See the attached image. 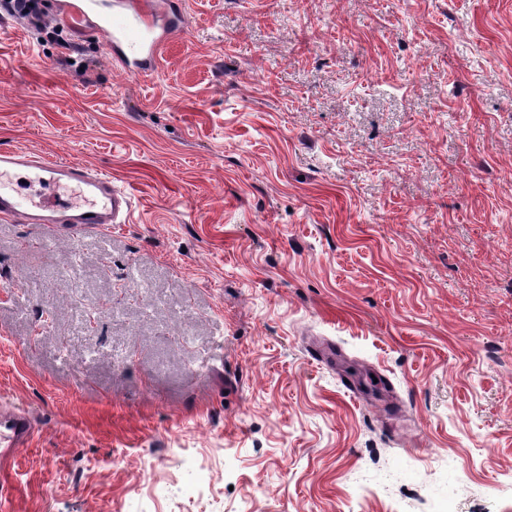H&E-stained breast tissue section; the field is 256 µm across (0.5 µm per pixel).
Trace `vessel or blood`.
Masks as SVG:
<instances>
[{
	"instance_id": "obj_1",
	"label": "vessel or blood",
	"mask_w": 512,
	"mask_h": 512,
	"mask_svg": "<svg viewBox=\"0 0 512 512\" xmlns=\"http://www.w3.org/2000/svg\"><path fill=\"white\" fill-rule=\"evenodd\" d=\"M63 24L105 36L111 54L127 73H154L173 34L184 31L179 0H61ZM132 196L109 173L19 150L0 149V220L36 224L53 234L99 230L125 223ZM27 417L0 419V446L19 448L31 434Z\"/></svg>"
}]
</instances>
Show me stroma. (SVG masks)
<instances>
[{"instance_id": "35a3bbf8", "label": "stroma", "mask_w": 512, "mask_h": 512, "mask_svg": "<svg viewBox=\"0 0 512 512\" xmlns=\"http://www.w3.org/2000/svg\"><path fill=\"white\" fill-rule=\"evenodd\" d=\"M156 72L0 11V512H512V0H182ZM18 173L39 188L24 192L15 179ZM132 207L131 194L115 186L108 172L29 151L0 149L1 221L37 224L61 235L126 223ZM32 423L23 415L0 419V445L4 448L23 447L32 434Z\"/></svg>"}]
</instances>
